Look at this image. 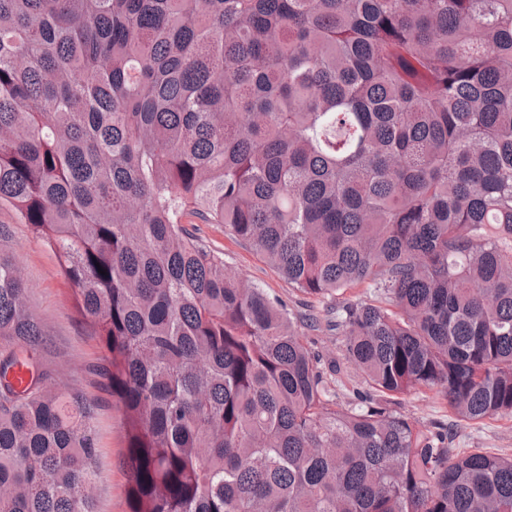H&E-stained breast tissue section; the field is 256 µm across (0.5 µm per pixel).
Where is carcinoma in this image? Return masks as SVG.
<instances>
[{
    "mask_svg": "<svg viewBox=\"0 0 512 512\" xmlns=\"http://www.w3.org/2000/svg\"><path fill=\"white\" fill-rule=\"evenodd\" d=\"M53 248L128 419L129 512H512V0H0V205ZM222 224L335 309L343 406ZM106 270L102 275L98 269ZM0 257V512H94V403ZM423 429L434 423L452 425L454 448H482L505 456L512 455V417L496 416L477 421L461 420L435 390L419 388L406 395L399 408Z\"/></svg>",
    "mask_w": 512,
    "mask_h": 512,
    "instance_id": "obj_1",
    "label": "carcinoma"
}]
</instances>
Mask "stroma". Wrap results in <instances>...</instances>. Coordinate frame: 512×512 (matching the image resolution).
Wrapping results in <instances>:
<instances>
[{
	"mask_svg": "<svg viewBox=\"0 0 512 512\" xmlns=\"http://www.w3.org/2000/svg\"><path fill=\"white\" fill-rule=\"evenodd\" d=\"M0 225L7 230L6 235L0 237V257L16 263L27 286L28 307L43 330L44 343L37 352L38 357L52 370L57 386L80 391L96 403L92 424L99 450L95 461L94 510L129 512L124 417L103 375V354L75 309L73 291L61 275L52 249L9 207H0ZM188 230L211 249L223 253L229 269L264 289L270 297L280 300L292 319L308 313L317 315L319 326L307 333L311 347L326 359L341 356L342 337L327 324L329 309L336 306L338 300L330 297L316 299L298 292L252 248L225 235L223 225L193 223ZM400 410L425 429L436 423L453 427L454 447L481 448L512 455L510 416L477 421L457 418L446 400L436 390L427 388L406 395Z\"/></svg>",
	"mask_w": 512,
	"mask_h": 512,
	"instance_id": "obj_1",
	"label": "stroma"
}]
</instances>
